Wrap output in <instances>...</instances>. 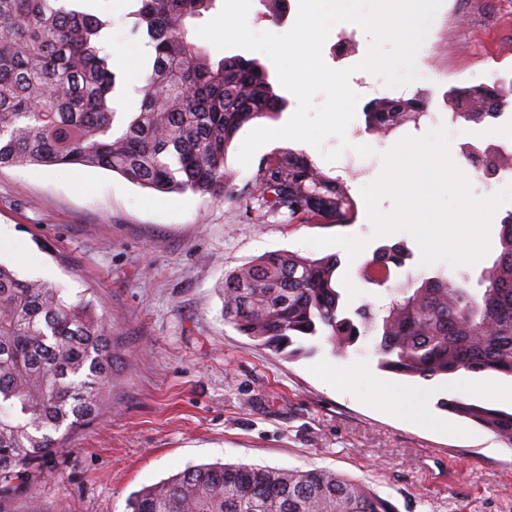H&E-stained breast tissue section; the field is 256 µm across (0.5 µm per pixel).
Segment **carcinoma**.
<instances>
[{
  "label": "carcinoma",
  "instance_id": "obj_1",
  "mask_svg": "<svg viewBox=\"0 0 512 512\" xmlns=\"http://www.w3.org/2000/svg\"><path fill=\"white\" fill-rule=\"evenodd\" d=\"M71 0H0V169L77 165L117 172L159 192L191 191L239 201L224 155L246 123L284 102L267 70L242 56L212 59L194 38L217 0H139L132 33L154 51L139 111L115 128L117 75L101 45L113 25L68 7ZM460 113L480 122L504 114L496 87L451 89ZM428 99L382 98L366 111L369 131L400 126ZM250 199L302 223L347 224L353 204L343 183L304 156L263 163ZM501 253L476 292L441 279L400 288L388 306L350 312L341 303L333 257L264 254L224 275V321L254 344L287 358L326 337L343 355L372 340L379 368L431 380L460 369L512 377V212ZM400 245L381 248L363 276L386 284L405 264ZM112 327L95 294L75 296L22 279L0 264V502L41 473L64 441L98 417L112 393ZM440 407L512 444V412L462 399ZM126 512H395L364 485L326 469L246 464L188 467L135 492Z\"/></svg>",
  "mask_w": 512,
  "mask_h": 512
}]
</instances>
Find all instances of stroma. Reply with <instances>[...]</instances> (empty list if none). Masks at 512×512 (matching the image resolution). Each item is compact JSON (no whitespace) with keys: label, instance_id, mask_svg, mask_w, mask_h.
I'll list each match as a JSON object with an SVG mask.
<instances>
[{"label":"stroma","instance_id":"obj_1","mask_svg":"<svg viewBox=\"0 0 512 512\" xmlns=\"http://www.w3.org/2000/svg\"><path fill=\"white\" fill-rule=\"evenodd\" d=\"M96 6L113 20L108 46L123 53L112 66L122 120L139 105L152 57L142 36L130 33L133 0H96ZM298 6L299 0H284L274 15L266 0H251L248 24L256 32L285 33ZM335 29L323 59L334 69L352 68L349 85L359 97L348 148L334 136L319 149L278 139L261 146L245 167L237 159L249 133L244 127L224 167L241 188L263 161L285 150L301 154L344 183L354 204L351 223L262 217L235 202L190 191L159 193L98 168L0 171V226L11 233L0 245V263L71 295L94 289L112 324L117 357L103 414L66 440L43 476L5 501L6 512H26L33 499L42 512H126L132 492L216 462L333 470L368 486L396 512H512V445L439 407L453 398L485 404L483 385L510 390L511 377L461 370L408 379L379 369L371 342L339 356L322 337L313 356L288 360L224 321L219 287L225 274L268 252L336 256L341 302L351 310L384 305L392 289L436 276L476 287L500 252L512 200L495 212L481 261L424 267L410 233L375 236L361 190L379 177L383 153L438 127L449 133L451 154L473 146L494 156L496 175L468 176L475 197L512 185V115L468 122L454 116L448 98L453 87L512 84V0H441L416 56L419 77L399 87L357 70L371 44L362 28L340 22ZM418 93L429 98L425 113L380 136L367 130L369 103ZM362 143L372 155L356 152ZM335 148L340 157L326 161L323 150ZM395 244L408 252L405 266L387 285L364 280L363 263ZM420 401L429 418L447 421V431L415 416Z\"/></svg>","mask_w":512,"mask_h":512}]
</instances>
